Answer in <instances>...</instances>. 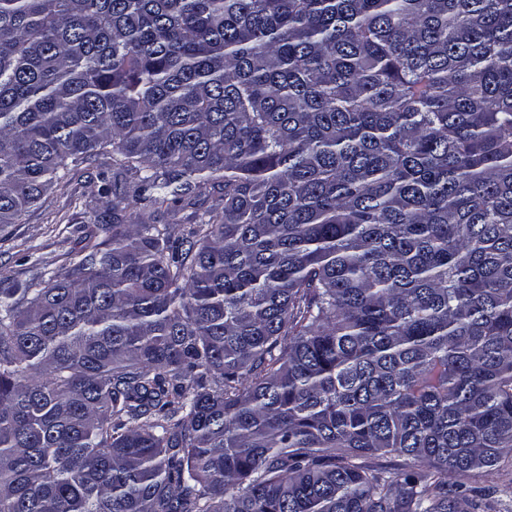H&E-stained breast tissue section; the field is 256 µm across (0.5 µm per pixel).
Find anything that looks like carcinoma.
<instances>
[{"mask_svg":"<svg viewBox=\"0 0 512 512\" xmlns=\"http://www.w3.org/2000/svg\"><path fill=\"white\" fill-rule=\"evenodd\" d=\"M108 147L104 239L0 288V512H483L512 0H0V224ZM218 196V189L208 186L197 198L195 206H177L167 212L164 209L157 211L150 206L138 204L133 209H128L127 214L132 212L137 224H169L172 237L177 239L187 224H193L201 217L207 216V211L216 203Z\"/></svg>","mask_w":512,"mask_h":512,"instance_id":"1","label":"carcinoma"}]
</instances>
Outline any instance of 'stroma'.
<instances>
[{
    "label": "stroma",
    "mask_w": 512,
    "mask_h": 512,
    "mask_svg": "<svg viewBox=\"0 0 512 512\" xmlns=\"http://www.w3.org/2000/svg\"><path fill=\"white\" fill-rule=\"evenodd\" d=\"M130 181V176L113 168L111 155L98 156L53 184L17 223L0 225V286L24 288L34 277L72 262L89 241L101 238V225L111 223V187L122 189ZM218 196L217 190L209 188L192 206L158 211L140 204L132 213L136 223L168 225L177 237L185 226L204 217ZM470 482L496 489L488 512H503L512 504V463L476 471Z\"/></svg>",
    "instance_id": "obj_1"
}]
</instances>
